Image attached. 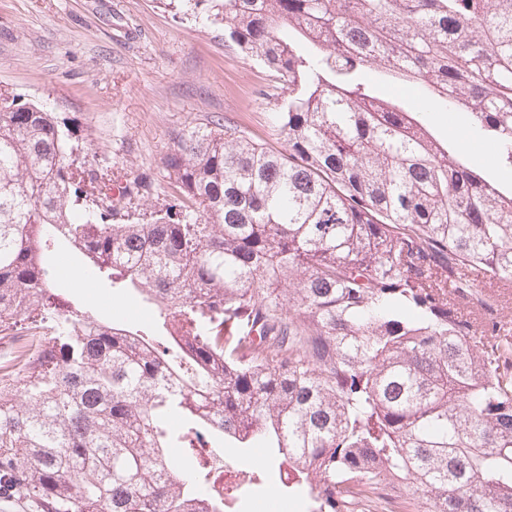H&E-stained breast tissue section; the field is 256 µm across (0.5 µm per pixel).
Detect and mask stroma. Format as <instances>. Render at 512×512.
<instances>
[{
	"mask_svg": "<svg viewBox=\"0 0 512 512\" xmlns=\"http://www.w3.org/2000/svg\"><path fill=\"white\" fill-rule=\"evenodd\" d=\"M19 95L72 122L89 147V168L115 181L151 182L156 205L169 202L163 156L188 123L215 121L275 141L277 109L266 72L225 46L205 16L181 18L161 0H0V95ZM427 124L452 139L471 164L484 162L465 114ZM82 264L66 257L60 281L93 313L145 324L134 294L113 304L103 281L78 288Z\"/></svg>",
	"mask_w": 512,
	"mask_h": 512,
	"instance_id": "1",
	"label": "stroma"
}]
</instances>
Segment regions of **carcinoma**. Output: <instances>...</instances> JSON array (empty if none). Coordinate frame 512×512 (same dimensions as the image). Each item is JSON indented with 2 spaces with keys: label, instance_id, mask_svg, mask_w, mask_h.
<instances>
[{
  "label": "carcinoma",
  "instance_id": "obj_1",
  "mask_svg": "<svg viewBox=\"0 0 512 512\" xmlns=\"http://www.w3.org/2000/svg\"><path fill=\"white\" fill-rule=\"evenodd\" d=\"M164 6L269 72L283 148L189 124L143 213V178L112 195L69 122L0 103V332L36 341L0 382V503L372 512L393 483L395 512H512V187L420 119L468 114L512 168V0ZM62 247L152 323L57 287ZM224 447L288 469L226 482Z\"/></svg>",
  "mask_w": 512,
  "mask_h": 512
}]
</instances>
